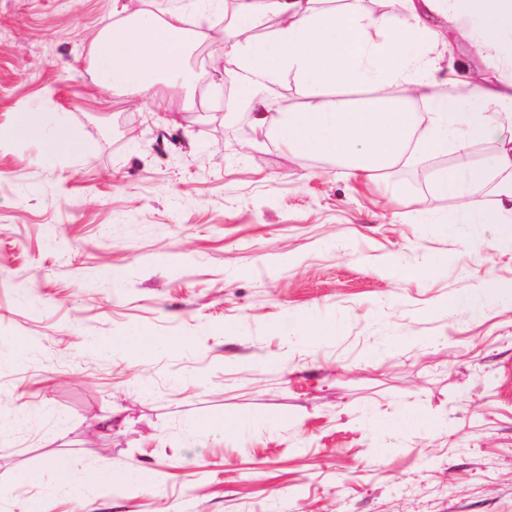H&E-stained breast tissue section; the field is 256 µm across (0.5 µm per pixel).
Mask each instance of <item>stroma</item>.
Returning a JSON list of instances; mask_svg holds the SVG:
<instances>
[{
	"label": "stroma",
	"instance_id": "obj_1",
	"mask_svg": "<svg viewBox=\"0 0 512 512\" xmlns=\"http://www.w3.org/2000/svg\"><path fill=\"white\" fill-rule=\"evenodd\" d=\"M111 15L0 0V126L37 104L81 143H0V512L48 495L16 476L56 458L139 480L50 512H512V303L448 310L512 284V239L445 223L442 160L365 182L226 125L217 73L158 85L174 125L93 96ZM133 332L189 343L99 352ZM218 415L232 431L188 428Z\"/></svg>",
	"mask_w": 512,
	"mask_h": 512
}]
</instances>
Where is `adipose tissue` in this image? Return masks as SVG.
<instances>
[{
  "label": "adipose tissue",
  "instance_id": "ef3b65f1",
  "mask_svg": "<svg viewBox=\"0 0 512 512\" xmlns=\"http://www.w3.org/2000/svg\"><path fill=\"white\" fill-rule=\"evenodd\" d=\"M194 14L173 8L156 15L130 13L127 0H113L112 19L93 42L91 65L96 91L121 88L153 101L154 87L166 74L181 84L198 81L186 67L191 44L189 16L208 27L221 18L223 0H194ZM440 14L449 25H474L478 51L490 53L500 75L494 80L439 82L437 67L426 52L437 31L423 20L420 8ZM214 58L224 82L233 89V104L243 106L257 130L288 151L345 163L355 177L374 182L398 166L453 157L432 181L434 199L444 203L447 221L482 229L503 224L512 235V0H423L407 13L379 16L363 12L360 0L341 7L324 0H238L230 26L222 28ZM296 80L305 96L301 107L272 109V87ZM365 89L368 98L350 102L342 89ZM423 105V115L409 112L399 93ZM40 140L46 154H71L80 142L65 122L43 129V110L30 105L0 128V142ZM495 145L485 163L470 162L471 148ZM492 186L493 208H478L475 190ZM120 466L76 470L69 462H52L43 479L58 494L78 497L81 490L132 480Z\"/></svg>",
  "mask_w": 512,
  "mask_h": 512
}]
</instances>
